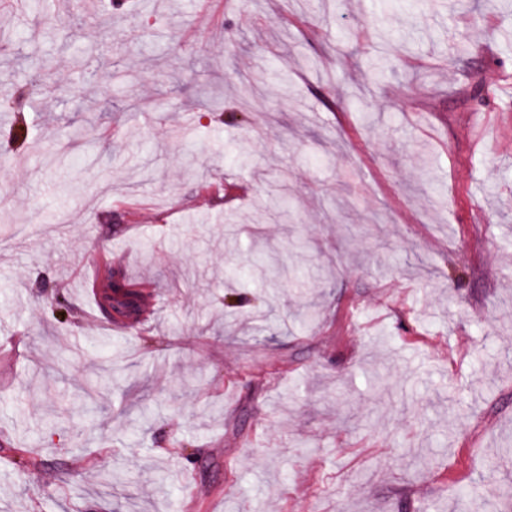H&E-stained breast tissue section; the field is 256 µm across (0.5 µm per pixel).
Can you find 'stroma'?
I'll list each match as a JSON object with an SVG mask.
<instances>
[{"label":"stroma","instance_id":"stroma-1","mask_svg":"<svg viewBox=\"0 0 512 512\" xmlns=\"http://www.w3.org/2000/svg\"><path fill=\"white\" fill-rule=\"evenodd\" d=\"M21 117L0 512H502L512 0H0ZM97 305L108 319L115 324H124L133 315L140 314L143 293L132 281L112 279V267L106 270L99 285Z\"/></svg>","mask_w":512,"mask_h":512}]
</instances>
